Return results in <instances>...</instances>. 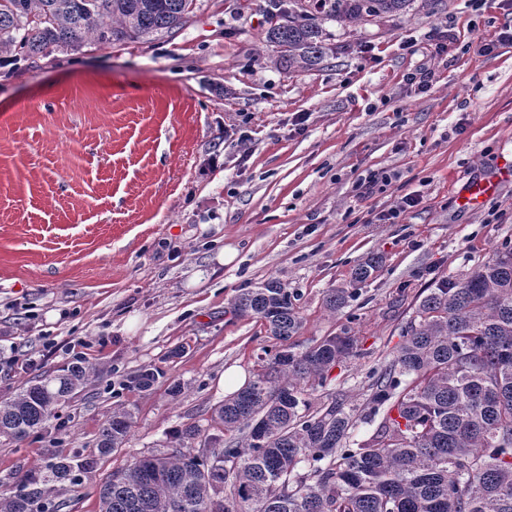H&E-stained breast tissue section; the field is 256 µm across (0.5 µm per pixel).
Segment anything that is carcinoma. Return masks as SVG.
I'll use <instances>...</instances> for the list:
<instances>
[{
	"label": "carcinoma",
	"mask_w": 512,
	"mask_h": 512,
	"mask_svg": "<svg viewBox=\"0 0 512 512\" xmlns=\"http://www.w3.org/2000/svg\"><path fill=\"white\" fill-rule=\"evenodd\" d=\"M195 2L0 0V54L18 63L148 39L181 28ZM412 2L273 3L265 41L280 50L288 71L313 69L332 51L325 22L355 27L405 14ZM378 267L376 258L359 264L348 286L328 290L327 309L345 308ZM232 309L264 320L274 343L255 380L213 408L226 437H210L197 450L199 429L176 430L178 446L104 479L100 512H512V246L421 298L370 384L365 419L380 422L363 441L352 438L354 409L342 399L330 395L313 410L302 398L336 363L358 355L348 328L295 352L301 320L292 294L275 279L243 290ZM88 378L89 369L74 362L32 380L0 403V438L18 441L44 428ZM131 427L128 413H113L91 456L56 460L51 480L91 472L95 458L126 443ZM227 460L237 463L229 485ZM49 481L22 477L0 495V512H57Z\"/></svg>",
	"instance_id": "obj_1"
}]
</instances>
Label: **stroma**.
<instances>
[{
    "label": "stroma",
    "instance_id": "obj_1",
    "mask_svg": "<svg viewBox=\"0 0 512 512\" xmlns=\"http://www.w3.org/2000/svg\"><path fill=\"white\" fill-rule=\"evenodd\" d=\"M267 5L197 0L148 42L0 63V401L71 362L94 372L44 429L0 441V490L87 456L119 408L127 443L57 484L60 512H99L101 480L175 428L216 434L225 372L254 380L271 343L231 301L269 279L296 296L297 351L345 327L358 341L309 403L364 406L421 292L512 245L507 0L325 23L334 53L296 72L264 40ZM422 69L425 89L407 79ZM490 176L492 195L458 205ZM407 195L418 205L386 219ZM372 257L375 277L330 313L327 290ZM146 368L160 376L144 391Z\"/></svg>",
    "mask_w": 512,
    "mask_h": 512
}]
</instances>
